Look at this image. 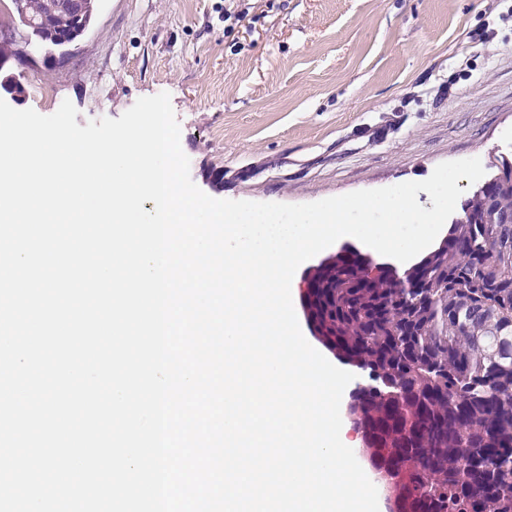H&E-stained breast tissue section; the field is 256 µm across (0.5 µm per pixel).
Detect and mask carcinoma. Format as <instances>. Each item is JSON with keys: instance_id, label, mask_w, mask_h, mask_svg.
Returning <instances> with one entry per match:
<instances>
[{"instance_id": "carcinoma-1", "label": "carcinoma", "mask_w": 512, "mask_h": 512, "mask_svg": "<svg viewBox=\"0 0 512 512\" xmlns=\"http://www.w3.org/2000/svg\"><path fill=\"white\" fill-rule=\"evenodd\" d=\"M12 0L49 49L89 29L95 0ZM0 48V89L21 92ZM460 205L448 238L398 272L354 250L315 266L313 334L366 383L348 417L398 512H512V155Z\"/></svg>"}]
</instances>
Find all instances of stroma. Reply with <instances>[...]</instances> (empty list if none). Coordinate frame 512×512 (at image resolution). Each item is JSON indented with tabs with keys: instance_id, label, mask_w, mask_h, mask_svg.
<instances>
[{
	"instance_id": "stroma-1",
	"label": "stroma",
	"mask_w": 512,
	"mask_h": 512,
	"mask_svg": "<svg viewBox=\"0 0 512 512\" xmlns=\"http://www.w3.org/2000/svg\"><path fill=\"white\" fill-rule=\"evenodd\" d=\"M26 51L18 110L67 99L83 127L169 93L216 199L309 203L512 154V0H98L65 53Z\"/></svg>"
}]
</instances>
